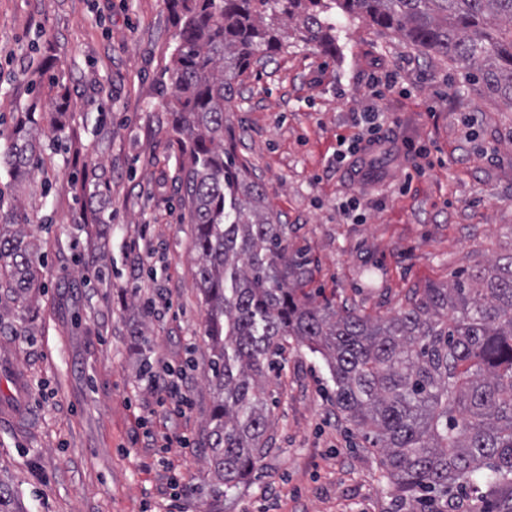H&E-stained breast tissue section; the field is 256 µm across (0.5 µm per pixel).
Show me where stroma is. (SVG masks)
<instances>
[{
  "mask_svg": "<svg viewBox=\"0 0 512 512\" xmlns=\"http://www.w3.org/2000/svg\"><path fill=\"white\" fill-rule=\"evenodd\" d=\"M166 0H0V188L6 138L33 113L44 161L19 192L42 278L0 315V482L20 512H419L386 489L381 455L338 413L324 361L289 341L273 380L269 450L238 493L207 463L214 404L206 312L169 123L176 45ZM52 68L73 114L54 136ZM389 162L361 176L339 138L367 132L372 81ZM429 150L418 172L404 140ZM224 146L287 228L290 287L372 318L512 249V109L474 93L460 65L336 17V52L291 44L251 64L224 114ZM357 199V215L347 214ZM164 296L158 313L146 310ZM183 369L190 447L162 448L142 370Z\"/></svg>",
  "mask_w": 512,
  "mask_h": 512,
  "instance_id": "stroma-1",
  "label": "stroma"
}]
</instances>
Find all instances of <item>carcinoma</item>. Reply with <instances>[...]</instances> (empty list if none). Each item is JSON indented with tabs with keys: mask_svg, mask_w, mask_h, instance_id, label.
<instances>
[{
	"mask_svg": "<svg viewBox=\"0 0 512 512\" xmlns=\"http://www.w3.org/2000/svg\"><path fill=\"white\" fill-rule=\"evenodd\" d=\"M177 45L168 68L205 335L216 401L209 462L224 491L239 488L267 447L270 373L293 336L325 358L336 407L382 453L384 478L419 504L471 488L484 512H512V253L446 285L417 288L406 306L371 319L315 305L287 286L286 227L261 183L224 149V112L240 77L287 38L336 51L331 12L365 18L426 55L470 69L479 94L512 106V0H168ZM31 113L5 157L16 186L42 161ZM0 196V310L26 300L40 269L17 203ZM484 475L474 485L473 476Z\"/></svg>",
	"mask_w": 512,
	"mask_h": 512,
	"instance_id": "1",
	"label": "carcinoma"
}]
</instances>
